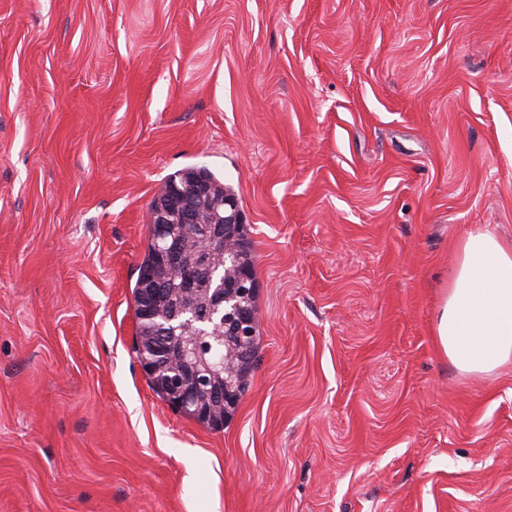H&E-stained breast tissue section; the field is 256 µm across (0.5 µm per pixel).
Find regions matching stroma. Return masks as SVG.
Wrapping results in <instances>:
<instances>
[{
  "instance_id": "obj_1",
  "label": "stroma",
  "mask_w": 512,
  "mask_h": 512,
  "mask_svg": "<svg viewBox=\"0 0 512 512\" xmlns=\"http://www.w3.org/2000/svg\"><path fill=\"white\" fill-rule=\"evenodd\" d=\"M192 165L256 256L220 431L133 350ZM484 228L512 243V0H0V512H512V362L434 334ZM176 412L182 413L188 418H191L195 420L196 422L204 425L207 428H210L212 430H221L224 428V423L229 420L230 417L233 416L235 412V404H227V403H212V410H211V418L208 422H201L198 421L195 416L193 415V410L189 408H185L182 410H178L176 408H172ZM178 410V411H177Z\"/></svg>"
}]
</instances>
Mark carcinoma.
<instances>
[{"label":"carcinoma","mask_w":512,"mask_h":512,"mask_svg":"<svg viewBox=\"0 0 512 512\" xmlns=\"http://www.w3.org/2000/svg\"><path fill=\"white\" fill-rule=\"evenodd\" d=\"M202 184L206 186L207 193L197 200L198 211L201 218H220L224 216V200L236 198L232 187L224 184V179L205 166H190L170 175L150 204L154 211L169 204L170 195L177 188ZM172 235L179 239L183 250V266L194 264L202 247L201 234L190 224L172 225ZM159 243L155 238L148 240L144 256L138 266V271L151 270L157 279L167 284L169 294L168 303L162 304H195L204 307L207 302L205 289H213L209 279H202L198 285L199 291L185 294L178 288L182 271L162 265L158 261ZM255 256L248 238L245 224H240L238 237L224 244L222 249L213 258V269L222 278L224 284L240 289L235 294L234 302L239 310L258 312L256 275L251 279L239 283L240 274L244 270H254ZM142 281L136 279L132 289L135 316H137V336L134 352L141 359L152 358L154 355V321L140 318V297ZM247 334L237 332L235 322L218 323L209 327L205 334H200L196 327L191 326L180 332L182 346L190 345L195 348L201 360L199 365L200 377L207 378L213 372L224 373V379L229 388L238 394H243L249 387L251 373L256 363L257 338L259 336V320H254L245 326ZM188 361L184 352H174L168 358L166 367L158 374L146 372L151 389L162 399L171 394L172 378ZM235 405L215 402L212 404L211 418L204 426L212 430H221L224 423L233 416Z\"/></svg>","instance_id":"cac0c4a2"}]
</instances>
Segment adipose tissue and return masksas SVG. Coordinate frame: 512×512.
<instances>
[{"instance_id": "obj_1", "label": "adipose tissue", "mask_w": 512, "mask_h": 512, "mask_svg": "<svg viewBox=\"0 0 512 512\" xmlns=\"http://www.w3.org/2000/svg\"><path fill=\"white\" fill-rule=\"evenodd\" d=\"M442 353L466 373L512 361V245L487 231L469 233L438 313Z\"/></svg>"}]
</instances>
